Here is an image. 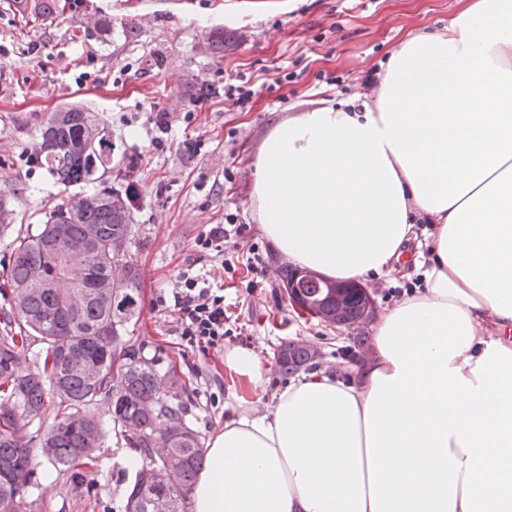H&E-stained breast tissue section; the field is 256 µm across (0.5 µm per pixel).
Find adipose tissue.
<instances>
[{
    "label": "adipose tissue",
    "mask_w": 512,
    "mask_h": 512,
    "mask_svg": "<svg viewBox=\"0 0 512 512\" xmlns=\"http://www.w3.org/2000/svg\"><path fill=\"white\" fill-rule=\"evenodd\" d=\"M375 96L276 123L263 235L337 281L420 270L358 384L303 374L206 444L193 512H512V0H459ZM428 256H409L416 224Z\"/></svg>",
    "instance_id": "ef3b65f1"
}]
</instances>
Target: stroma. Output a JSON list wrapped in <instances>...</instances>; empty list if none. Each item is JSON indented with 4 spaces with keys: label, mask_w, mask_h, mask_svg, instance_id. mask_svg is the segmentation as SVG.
Instances as JSON below:
<instances>
[{
    "label": "stroma",
    "mask_w": 512,
    "mask_h": 512,
    "mask_svg": "<svg viewBox=\"0 0 512 512\" xmlns=\"http://www.w3.org/2000/svg\"><path fill=\"white\" fill-rule=\"evenodd\" d=\"M54 21L0 0V196L13 220L0 232V271L19 232L45 223L67 201L33 163L42 125L58 108L81 104L112 134L113 189H134V238L128 251L142 273L143 302L129 327L132 343L157 358V373L176 365L186 386L187 420L210 437L233 417L239 400L270 404L289 383L276 367L282 341L316 344L320 368L335 372L352 336L307 319L288 302L276 274L280 258L259 230L252 201L253 162L280 120L370 93L368 77L409 35L447 26L457 0H64ZM235 32L224 52L210 49L214 30ZM250 81L246 103L225 97V83ZM214 85L198 99L194 86ZM172 116L164 147L152 119ZM215 224L241 226L223 255L196 239ZM255 264L257 273L247 270ZM210 273L236 322L225 350L254 351L264 383L251 391L224 368L223 353L185 348L174 316L158 304L183 276ZM85 467L81 486L35 457L38 484L20 512H123L134 479L119 427H111Z\"/></svg>",
    "instance_id": "1"
}]
</instances>
